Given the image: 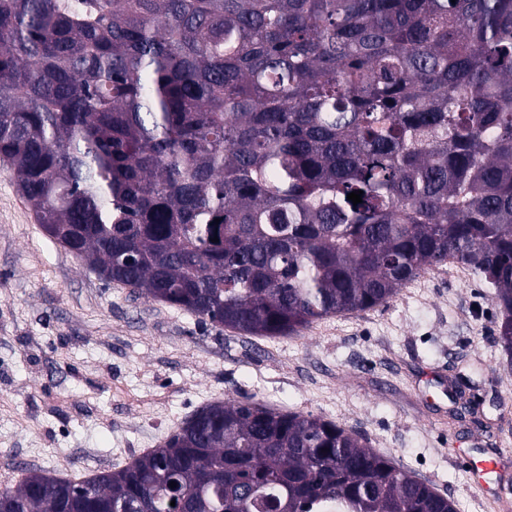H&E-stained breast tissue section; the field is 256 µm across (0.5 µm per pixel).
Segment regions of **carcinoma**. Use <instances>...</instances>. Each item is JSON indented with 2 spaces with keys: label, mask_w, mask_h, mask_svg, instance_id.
<instances>
[{
  "label": "carcinoma",
  "mask_w": 512,
  "mask_h": 512,
  "mask_svg": "<svg viewBox=\"0 0 512 512\" xmlns=\"http://www.w3.org/2000/svg\"><path fill=\"white\" fill-rule=\"evenodd\" d=\"M0 157L50 240L203 322L296 335L452 257L512 356V0H0ZM173 501L457 512L361 432L254 401L0 490V512Z\"/></svg>",
  "instance_id": "1"
}]
</instances>
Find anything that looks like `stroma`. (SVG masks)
<instances>
[{
	"instance_id": "obj_1",
	"label": "stroma",
	"mask_w": 512,
	"mask_h": 512,
	"mask_svg": "<svg viewBox=\"0 0 512 512\" xmlns=\"http://www.w3.org/2000/svg\"><path fill=\"white\" fill-rule=\"evenodd\" d=\"M499 324L492 289L433 268L379 307L244 336L101 280L49 239L0 159V489L122 468L208 403L259 401L360 431L458 512H495L451 451H512ZM426 367L447 389L419 384ZM459 389L472 413L452 429Z\"/></svg>"
}]
</instances>
